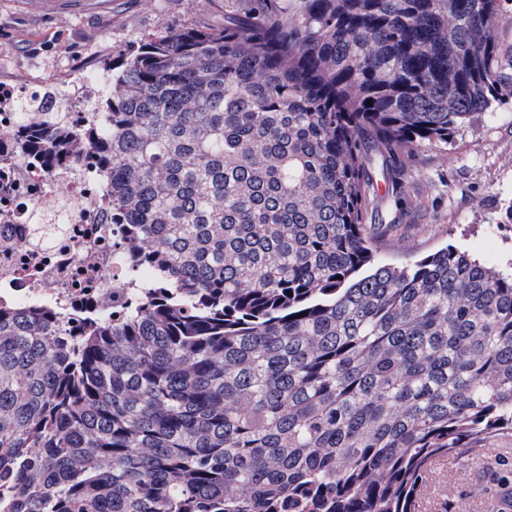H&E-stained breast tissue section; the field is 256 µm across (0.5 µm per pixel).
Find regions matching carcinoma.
Instances as JSON below:
<instances>
[{
    "label": "carcinoma",
    "instance_id": "carcinoma-1",
    "mask_svg": "<svg viewBox=\"0 0 512 512\" xmlns=\"http://www.w3.org/2000/svg\"><path fill=\"white\" fill-rule=\"evenodd\" d=\"M501 0H234L160 27L86 124L151 269L112 310L0 312V512H416L432 462L512 435V267L378 262L368 165L499 93ZM371 105H366V102Z\"/></svg>",
    "mask_w": 512,
    "mask_h": 512
}]
</instances>
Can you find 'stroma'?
<instances>
[{
	"instance_id": "1",
	"label": "stroma",
	"mask_w": 512,
	"mask_h": 512,
	"mask_svg": "<svg viewBox=\"0 0 512 512\" xmlns=\"http://www.w3.org/2000/svg\"><path fill=\"white\" fill-rule=\"evenodd\" d=\"M224 0H0V81H64L117 61L159 26H219ZM501 96L450 144L402 156L400 176L373 169L378 192L364 218L402 263L452 245L487 265L512 264V22L495 25ZM512 512V436L440 460L431 512Z\"/></svg>"
}]
</instances>
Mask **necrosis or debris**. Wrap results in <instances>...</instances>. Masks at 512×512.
Segmentation results:
<instances>
[{
    "instance_id": "necrosis-or-debris-1",
    "label": "necrosis or debris",
    "mask_w": 512,
    "mask_h": 512,
    "mask_svg": "<svg viewBox=\"0 0 512 512\" xmlns=\"http://www.w3.org/2000/svg\"><path fill=\"white\" fill-rule=\"evenodd\" d=\"M104 84L99 72L84 69L58 84L56 97L82 118L89 110L87 88ZM40 91L37 84L0 83V309L37 301L65 309L86 302L108 306L112 285L148 274L129 269L116 250L122 227L107 215L111 172L83 160L52 169L33 165L14 141L20 98ZM59 184L66 188L61 199L53 194ZM43 211L57 213L62 223L60 235L47 243L30 229Z\"/></svg>"
}]
</instances>
